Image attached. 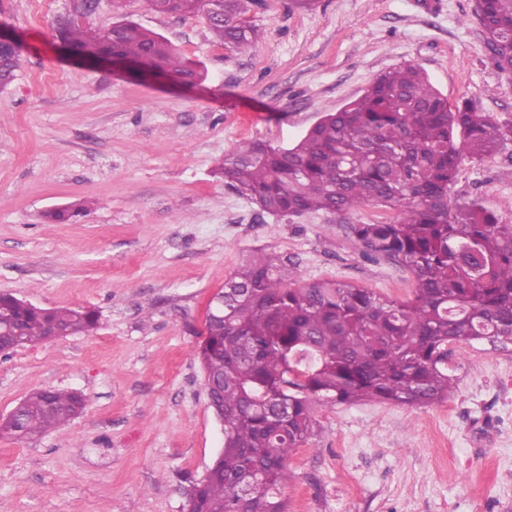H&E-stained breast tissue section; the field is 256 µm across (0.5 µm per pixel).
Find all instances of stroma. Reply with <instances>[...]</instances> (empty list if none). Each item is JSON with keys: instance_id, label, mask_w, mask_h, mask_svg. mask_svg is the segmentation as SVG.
<instances>
[{"instance_id": "1", "label": "stroma", "mask_w": 512, "mask_h": 512, "mask_svg": "<svg viewBox=\"0 0 512 512\" xmlns=\"http://www.w3.org/2000/svg\"><path fill=\"white\" fill-rule=\"evenodd\" d=\"M78 0H0L22 45L0 91V292L45 308H90L96 333L0 355V418L39 389L87 403L41 437L0 436V512H183L224 446L196 357L207 307L242 260L288 257L308 280L396 300L412 272L367 257L353 224L397 211L263 213L211 170L239 143L288 146L381 73L412 63L449 104L470 98L512 121V73L497 69L475 0H259L246 53L194 16L98 0L84 24L118 14L157 32L204 81L179 89L79 63L57 22ZM479 198L512 224V142L463 162L451 201ZM83 202L84 216L45 222ZM456 386L428 407L318 403L308 443L288 458V512H512V351L455 342ZM84 211L85 206L82 202H73L61 208L50 209L43 217L48 223L65 224L77 219Z\"/></svg>"}]
</instances>
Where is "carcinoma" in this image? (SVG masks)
I'll return each mask as SVG.
<instances>
[{
	"instance_id": "cac0c4a2",
	"label": "carcinoma",
	"mask_w": 512,
	"mask_h": 512,
	"mask_svg": "<svg viewBox=\"0 0 512 512\" xmlns=\"http://www.w3.org/2000/svg\"><path fill=\"white\" fill-rule=\"evenodd\" d=\"M161 14L193 15L213 39L240 51L259 30L246 14L256 0H147ZM474 14L496 67L512 72V0H475ZM71 51H100L141 61L176 80H201L162 35L121 19L106 29L60 25ZM20 52H0V90ZM512 141L500 123L466 98L448 106L426 73L405 64L377 76L359 98L323 116L295 145L254 140L224 156L217 173L261 211L280 217L324 212L342 222L367 205L400 212L389 224H352L368 256L413 273L410 298L396 301L336 280L308 281L297 264L258 254L224 283V307L209 308L197 352L213 388L224 447L193 486L186 512H286L280 488L286 460L314 431L316 402L374 400L424 407L448 399V344L512 347V224L473 199L450 201L462 160L480 162ZM81 202L53 208L45 221L69 223ZM0 293V321L14 317L21 343L90 334L91 309L10 308ZM72 391L31 392L0 421V436L28 439L69 423L85 406Z\"/></svg>"
}]
</instances>
